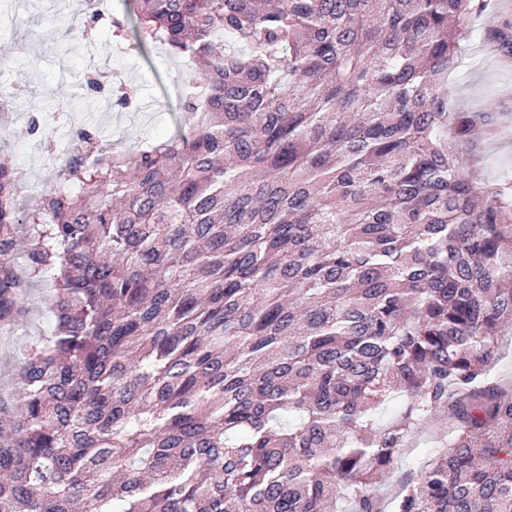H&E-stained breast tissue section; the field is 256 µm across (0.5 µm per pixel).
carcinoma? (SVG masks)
<instances>
[{
  "label": "carcinoma",
  "instance_id": "cac0c4a2",
  "mask_svg": "<svg viewBox=\"0 0 512 512\" xmlns=\"http://www.w3.org/2000/svg\"><path fill=\"white\" fill-rule=\"evenodd\" d=\"M482 7L125 0L112 37L195 71L157 146L82 129L30 205L0 165V322L32 279L55 319L0 399V512H387L438 413L448 443L393 512H512V390L484 380L512 183L463 166L448 140L492 112L442 90ZM448 442V420L438 415L425 425L407 443V456L399 473L388 483H395L398 477L407 470L414 471L422 468L429 460L428 448H436L441 443Z\"/></svg>",
  "mask_w": 512,
  "mask_h": 512
}]
</instances>
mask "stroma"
Here are the masks:
<instances>
[{
    "label": "stroma",
    "mask_w": 512,
    "mask_h": 512,
    "mask_svg": "<svg viewBox=\"0 0 512 512\" xmlns=\"http://www.w3.org/2000/svg\"><path fill=\"white\" fill-rule=\"evenodd\" d=\"M488 7L473 20L474 34L458 69L448 77L445 92L459 112H479L494 106L492 127L478 131L462 152L466 165L485 184L512 176V55L501 39L512 41V0H486ZM0 12V63L28 82V91L13 111L0 112V164L12 168L22 195L51 186L56 174L49 156L73 147L83 128H98L115 149L143 150L164 141L175 129L184 60L162 46L131 53L115 46L100 20L95 44L70 31L73 13L85 12L86 0H72L67 12H57L51 0H9ZM105 63L102 93L90 91L84 75L93 60ZM126 84L134 100L129 109L113 106L112 81ZM83 97L84 112L49 113L51 105L72 95ZM38 118V135H25L31 118ZM50 290L32 283L28 312L11 333H0V391L10 392L15 373L13 354L25 343L50 335L54 318L48 310ZM448 439V421L436 416L407 443L406 470L422 468L428 451Z\"/></svg>",
    "instance_id": "35a3bbf8"
}]
</instances>
